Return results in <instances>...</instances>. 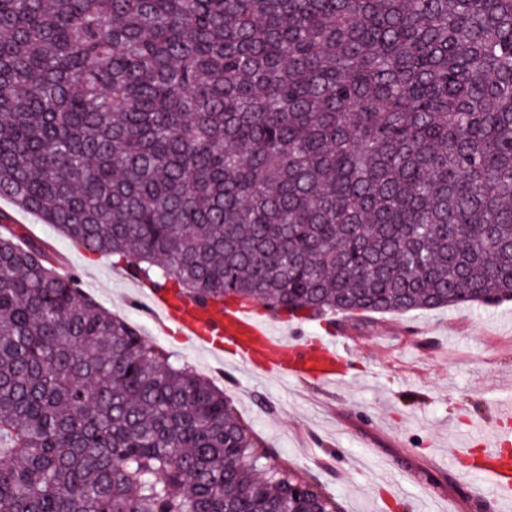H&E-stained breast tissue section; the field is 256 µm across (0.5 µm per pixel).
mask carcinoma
Returning a JSON list of instances; mask_svg holds the SVG:
<instances>
[{
  "label": "carcinoma",
  "mask_w": 512,
  "mask_h": 512,
  "mask_svg": "<svg viewBox=\"0 0 512 512\" xmlns=\"http://www.w3.org/2000/svg\"><path fill=\"white\" fill-rule=\"evenodd\" d=\"M203 303L512 301V0H0V199ZM0 233V512H338Z\"/></svg>",
  "instance_id": "carcinoma-1"
}]
</instances>
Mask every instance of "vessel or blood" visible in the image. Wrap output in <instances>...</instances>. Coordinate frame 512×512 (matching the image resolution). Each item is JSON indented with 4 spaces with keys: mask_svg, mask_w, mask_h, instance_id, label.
Segmentation results:
<instances>
[{
    "mask_svg": "<svg viewBox=\"0 0 512 512\" xmlns=\"http://www.w3.org/2000/svg\"><path fill=\"white\" fill-rule=\"evenodd\" d=\"M144 296L163 327H174L182 342L216 359H228L279 379L330 386L347 374V325L337 321L325 336L297 339L280 332L252 305L203 304L168 288H148ZM481 452L470 468L489 479L500 495L512 494V430L480 426Z\"/></svg>",
    "mask_w": 512,
    "mask_h": 512,
    "instance_id": "1",
    "label": "vessel or blood"
}]
</instances>
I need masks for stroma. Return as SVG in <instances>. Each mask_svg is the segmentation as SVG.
<instances>
[{"mask_svg": "<svg viewBox=\"0 0 512 512\" xmlns=\"http://www.w3.org/2000/svg\"><path fill=\"white\" fill-rule=\"evenodd\" d=\"M0 212L65 256L83 290L134 323L173 361L223 388L280 461L310 473L340 512H512L462 448L494 408L512 409V303L415 310L353 328L348 375L333 387L219 363L165 334L135 280L0 199Z\"/></svg>", "mask_w": 512, "mask_h": 512, "instance_id": "stroma-1", "label": "stroma"}]
</instances>
